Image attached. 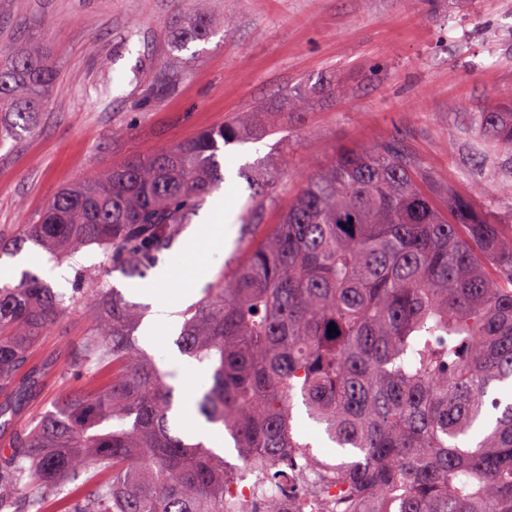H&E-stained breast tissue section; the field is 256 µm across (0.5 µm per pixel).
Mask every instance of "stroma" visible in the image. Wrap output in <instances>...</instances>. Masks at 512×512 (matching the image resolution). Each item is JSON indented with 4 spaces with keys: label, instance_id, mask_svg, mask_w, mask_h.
Instances as JSON below:
<instances>
[{
    "label": "stroma",
    "instance_id": "35a3bbf8",
    "mask_svg": "<svg viewBox=\"0 0 512 512\" xmlns=\"http://www.w3.org/2000/svg\"><path fill=\"white\" fill-rule=\"evenodd\" d=\"M191 7V0H0V48L41 45L58 70L31 131L12 134L0 115V236L37 221L61 188L263 104L277 113V133L226 146L224 166L276 157L273 198L252 205L245 179L225 180V244L171 247L160 266L207 283L231 272L337 151L393 138L415 154L432 186L453 187L512 230L505 189L512 153L481 147L474 127L478 112L512 100V0H213L212 12L233 17V29L180 52L174 86L157 92L165 33ZM324 75L345 97L290 112L284 90L313 87ZM116 128L126 136L113 138ZM22 255L27 269L65 293L76 268L107 266L94 245L60 264L30 244ZM92 325L87 307L77 305L41 349L78 343ZM175 339L162 328L142 347L195 393L208 374Z\"/></svg>",
    "mask_w": 512,
    "mask_h": 512
}]
</instances>
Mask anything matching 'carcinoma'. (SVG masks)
Wrapping results in <instances>:
<instances>
[{"label":"carcinoma","instance_id":"obj_1","mask_svg":"<svg viewBox=\"0 0 512 512\" xmlns=\"http://www.w3.org/2000/svg\"><path fill=\"white\" fill-rule=\"evenodd\" d=\"M168 37L169 52L207 42L210 0ZM57 70L34 45L0 66L12 131L31 128ZM306 91L288 108L311 109ZM242 112L62 188L0 254L30 242L57 262L96 245L109 267L145 278L224 183L220 153L275 130ZM476 133L512 147V109L478 115ZM238 175L273 194L266 161ZM401 143L347 149L301 188L281 223L195 306L179 313L181 353L206 366L204 422L268 482L319 462L293 431L295 398L340 449L336 485L370 512H512V234L453 188L433 192ZM74 282L94 327L56 357L41 336L75 299L36 271L0 281V512H226L224 454L176 427L175 387L138 344L145 311L95 269ZM337 332L328 333L329 325ZM54 373L84 383L16 412Z\"/></svg>","mask_w":512,"mask_h":512}]
</instances>
